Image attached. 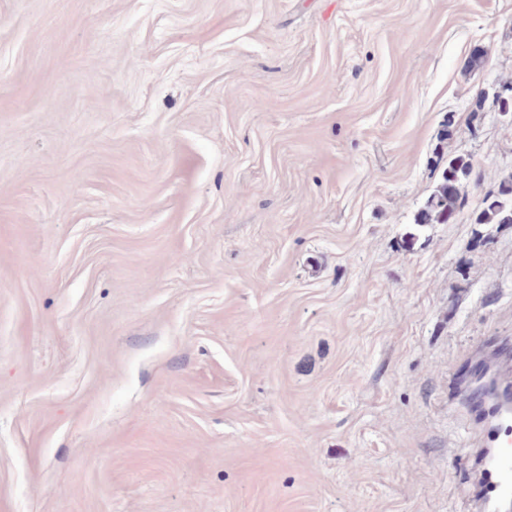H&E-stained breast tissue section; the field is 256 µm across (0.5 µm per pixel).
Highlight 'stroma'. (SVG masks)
Returning <instances> with one entry per match:
<instances>
[{
	"instance_id": "stroma-1",
	"label": "stroma",
	"mask_w": 512,
	"mask_h": 512,
	"mask_svg": "<svg viewBox=\"0 0 512 512\" xmlns=\"http://www.w3.org/2000/svg\"><path fill=\"white\" fill-rule=\"evenodd\" d=\"M504 85L512 0H0V512H479ZM472 174L473 165L469 161L459 157L450 159L443 171L442 182L418 217V223L449 222L453 219L464 206L465 187Z\"/></svg>"
}]
</instances>
